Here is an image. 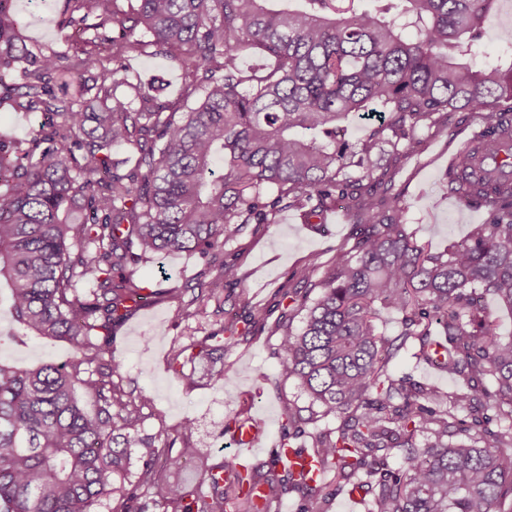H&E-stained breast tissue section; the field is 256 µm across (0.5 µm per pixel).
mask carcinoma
Listing matches in <instances>:
<instances>
[{"label":"carcinoma","instance_id":"1","mask_svg":"<svg viewBox=\"0 0 512 512\" xmlns=\"http://www.w3.org/2000/svg\"><path fill=\"white\" fill-rule=\"evenodd\" d=\"M66 2L77 37L57 50L27 44L0 0V104L48 116L25 141L0 139V309L17 324L0 340L48 337L71 353L24 370L0 361V512H95L114 495L113 512H145L140 494L157 512H277L307 491L311 512H328L353 477L369 512H512V336L480 303L490 294L512 311V64L468 63L497 0ZM148 48L177 63L179 97L135 80L129 55ZM246 54L269 64L245 70ZM465 109L479 111L481 130L449 169L452 190L487 203L490 218L433 253L408 232L399 196L377 193L371 154L381 143L416 153L423 132ZM351 115L373 120L355 150L342 138ZM117 146L133 167L112 163ZM338 200L358 241L336 252L302 328L284 326L278 349L281 375L341 423L299 450L298 470L226 460L197 485L165 480L160 457L181 468L184 454L139 436L150 399L125 394L118 365L97 361L114 323L158 294L132 265L214 260L283 205L310 224ZM388 309L403 315L399 345L376 331ZM410 339L462 391L393 377L388 364ZM486 400L497 428L477 419L467 440L448 442L456 413ZM420 431L434 437L424 449ZM396 448L404 465L382 469Z\"/></svg>","mask_w":512,"mask_h":512}]
</instances>
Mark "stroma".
Here are the masks:
<instances>
[{"instance_id": "1", "label": "stroma", "mask_w": 512, "mask_h": 512, "mask_svg": "<svg viewBox=\"0 0 512 512\" xmlns=\"http://www.w3.org/2000/svg\"><path fill=\"white\" fill-rule=\"evenodd\" d=\"M64 6L65 0H12L11 11L30 42L57 48L70 33L62 25ZM503 28L512 29V0H499L484 34L483 53L472 61L474 68H485L507 56L497 39ZM129 64L143 83L162 86L166 94L180 86L178 71L164 57L135 53ZM478 130L475 111L460 110L446 125L425 134L418 153L399 157L383 144L371 156L378 170L390 176L392 191L406 208L409 230L432 251L466 238L488 217L486 204L461 202L447 176L449 154ZM358 234V225L352 224L340 204L324 212L317 224L303 223L296 211L288 209L279 213L277 223L245 225L222 253L225 262L235 265L236 276L225 280L219 298L197 304L196 316L189 318L179 314L177 307L191 302L196 287L214 278L216 271L208 260L177 253L135 264L136 279L162 295L115 324L104 358L119 363V383L125 392L151 396V404L141 411L138 431L158 445L170 442L175 451L187 453L183 479L194 481L202 467L235 457L231 435L225 430L231 418L262 420L264 446L251 456L254 464L269 463L271 449L281 442L286 410L297 411L304 420V436L290 441L294 448L306 445L308 434L337 426L335 417L321 416L295 380L280 376L281 355L273 329L287 309L283 290L314 301L320 294L319 282L333 268L337 249L353 247ZM228 323L240 338L232 347L213 337ZM200 339L206 348L191 363L193 382L176 380L169 368L172 350ZM417 349L413 343L401 350L390 361V371L445 393L454 391L455 379L416 358ZM68 359V347L51 339L0 342V361L22 368L63 364ZM210 366L223 369V378L207 377L205 370ZM188 417L194 419L195 429L180 434L179 426Z\"/></svg>"}]
</instances>
